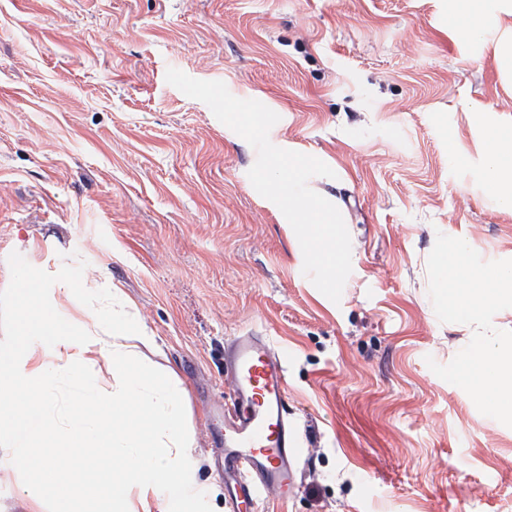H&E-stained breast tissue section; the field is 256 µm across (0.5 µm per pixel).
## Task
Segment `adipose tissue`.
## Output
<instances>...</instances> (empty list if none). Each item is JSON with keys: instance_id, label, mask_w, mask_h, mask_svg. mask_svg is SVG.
I'll return each instance as SVG.
<instances>
[{"instance_id": "adipose-tissue-1", "label": "adipose tissue", "mask_w": 512, "mask_h": 512, "mask_svg": "<svg viewBox=\"0 0 512 512\" xmlns=\"http://www.w3.org/2000/svg\"><path fill=\"white\" fill-rule=\"evenodd\" d=\"M448 18L451 34L492 43L500 71L512 74V0H448ZM481 161L493 195L511 210L512 134L487 130ZM83 281L78 272L52 288L38 281L15 299L14 337L0 343V461L36 474L32 504L41 510L75 512L82 500L88 512H191L216 488L186 477L185 391L144 373L140 350L156 338L130 315L120 285L96 292ZM36 340L44 349L33 348ZM103 363L112 373L108 390L94 377ZM83 448L121 458L123 470L87 479Z\"/></svg>"}]
</instances>
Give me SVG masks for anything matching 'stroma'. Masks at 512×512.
<instances>
[{"instance_id":"obj_1","label":"stroma","mask_w":512,"mask_h":512,"mask_svg":"<svg viewBox=\"0 0 512 512\" xmlns=\"http://www.w3.org/2000/svg\"><path fill=\"white\" fill-rule=\"evenodd\" d=\"M171 67L260 101L275 146L333 170L309 186L351 236L340 302L251 184L254 148ZM490 127L512 131V86L489 45L449 36L448 0H0V341L18 251L49 285L110 273L156 338L143 364L185 390L197 482L224 479L211 409L234 400L226 347L254 331L288 350L302 441L292 495L255 512H512V428L426 363L474 333L435 314L437 233L512 259ZM38 492L0 470V512Z\"/></svg>"}]
</instances>
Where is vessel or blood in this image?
Instances as JSON below:
<instances>
[{
    "label": "vessel or blood",
    "instance_id": "obj_1",
    "mask_svg": "<svg viewBox=\"0 0 512 512\" xmlns=\"http://www.w3.org/2000/svg\"><path fill=\"white\" fill-rule=\"evenodd\" d=\"M233 411L220 429L219 458L238 512H253L267 490L288 497L301 448L286 410L288 353L266 336L245 332L230 344Z\"/></svg>",
    "mask_w": 512,
    "mask_h": 512
}]
</instances>
